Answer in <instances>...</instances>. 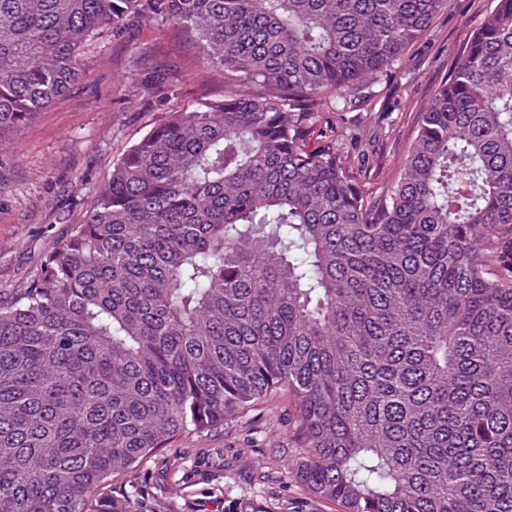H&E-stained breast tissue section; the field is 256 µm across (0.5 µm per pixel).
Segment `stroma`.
<instances>
[{
	"instance_id": "1",
	"label": "stroma",
	"mask_w": 512,
	"mask_h": 512,
	"mask_svg": "<svg viewBox=\"0 0 512 512\" xmlns=\"http://www.w3.org/2000/svg\"><path fill=\"white\" fill-rule=\"evenodd\" d=\"M493 0H448L394 67L337 113L342 143L373 194L399 173L435 85L449 75ZM201 49L190 29L144 19L88 48L80 82L34 120L0 136V298L34 274L43 255L82 223L112 163L162 119L192 102ZM287 395L263 399L233 423L178 439L127 475L138 512H342L296 476Z\"/></svg>"
}]
</instances>
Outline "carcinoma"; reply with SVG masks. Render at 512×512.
<instances>
[{
	"instance_id": "1",
	"label": "carcinoma",
	"mask_w": 512,
	"mask_h": 512,
	"mask_svg": "<svg viewBox=\"0 0 512 512\" xmlns=\"http://www.w3.org/2000/svg\"><path fill=\"white\" fill-rule=\"evenodd\" d=\"M448 0H0V134L128 16L191 29L206 94L113 163L0 302V512H135L123 478L278 393L343 512H512V0L371 195L328 110Z\"/></svg>"
}]
</instances>
